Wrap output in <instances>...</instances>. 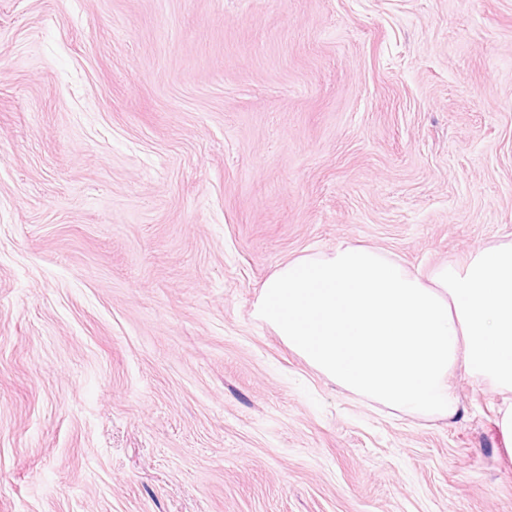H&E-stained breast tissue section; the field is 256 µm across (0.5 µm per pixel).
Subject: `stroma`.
Returning a JSON list of instances; mask_svg holds the SVG:
<instances>
[{
  "instance_id": "obj_1",
  "label": "stroma",
  "mask_w": 512,
  "mask_h": 512,
  "mask_svg": "<svg viewBox=\"0 0 512 512\" xmlns=\"http://www.w3.org/2000/svg\"><path fill=\"white\" fill-rule=\"evenodd\" d=\"M512 238V0H0V512H512L499 394L354 396L288 260Z\"/></svg>"
}]
</instances>
